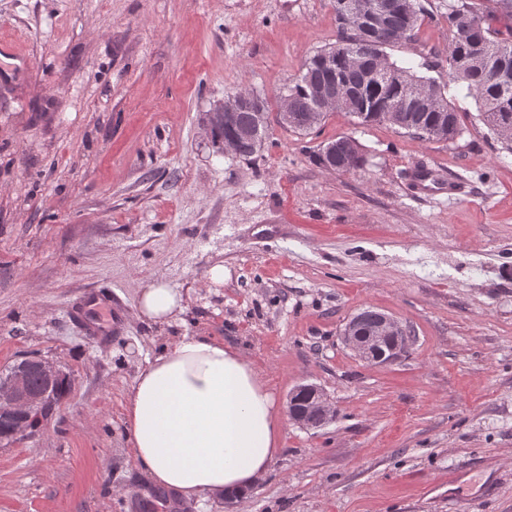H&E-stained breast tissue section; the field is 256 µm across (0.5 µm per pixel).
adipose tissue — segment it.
Listing matches in <instances>:
<instances>
[{
	"label": "adipose tissue",
	"instance_id": "obj_1",
	"mask_svg": "<svg viewBox=\"0 0 512 512\" xmlns=\"http://www.w3.org/2000/svg\"><path fill=\"white\" fill-rule=\"evenodd\" d=\"M183 296L146 283L137 316L167 324ZM126 426L150 481L185 497L247 493L279 451L281 416L267 380L223 342L185 336L146 359L133 380Z\"/></svg>",
	"mask_w": 512,
	"mask_h": 512
}]
</instances>
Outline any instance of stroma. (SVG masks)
Segmentation results:
<instances>
[{
    "mask_svg": "<svg viewBox=\"0 0 512 512\" xmlns=\"http://www.w3.org/2000/svg\"><path fill=\"white\" fill-rule=\"evenodd\" d=\"M391 47L445 63L448 0ZM0 372L31 354L70 379L36 436L0 445V512H134L152 485L125 425L146 356L184 336L240 351L280 410L303 383L335 419H284L280 452L245 497L189 512H512V154L473 99L464 128L428 142L330 113L302 135L270 122L260 156L213 147L203 114L278 94L337 39L334 0H0ZM352 137L361 168L313 154ZM465 193L421 198V164ZM223 266L224 280L207 272ZM163 278L184 313L137 318ZM110 288L97 332L71 317ZM412 341L370 365L341 340L364 309Z\"/></svg>",
    "mask_w": 512,
    "mask_h": 512,
    "instance_id": "35a3bbf8",
    "label": "stroma"
}]
</instances>
